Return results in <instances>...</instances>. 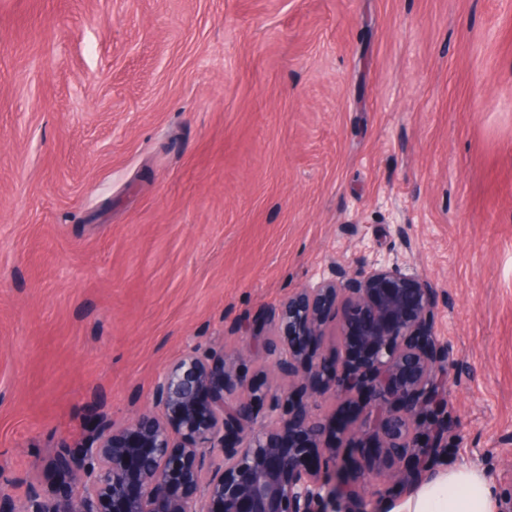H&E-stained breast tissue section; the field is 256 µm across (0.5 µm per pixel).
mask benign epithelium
I'll return each mask as SVG.
<instances>
[{
	"mask_svg": "<svg viewBox=\"0 0 512 512\" xmlns=\"http://www.w3.org/2000/svg\"><path fill=\"white\" fill-rule=\"evenodd\" d=\"M342 312L333 359L325 325ZM437 294L398 263L360 276L339 262L279 311L284 336L269 340L265 382H249L236 359L196 351L168 365L153 406L100 431L80 456L53 463L78 491L31 488L13 512H361L377 486L431 476L448 448V379L455 362L433 331ZM355 405L353 434L374 449L358 476L336 446L327 400ZM222 449L219 459L211 450Z\"/></svg>",
	"mask_w": 512,
	"mask_h": 512,
	"instance_id": "benign-epithelium-1",
	"label": "benign epithelium"
}]
</instances>
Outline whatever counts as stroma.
<instances>
[{"instance_id":"obj_1","label":"stroma","mask_w":512,"mask_h":512,"mask_svg":"<svg viewBox=\"0 0 512 512\" xmlns=\"http://www.w3.org/2000/svg\"><path fill=\"white\" fill-rule=\"evenodd\" d=\"M399 261L457 363L449 465L512 505V0H0V483L184 353Z\"/></svg>"}]
</instances>
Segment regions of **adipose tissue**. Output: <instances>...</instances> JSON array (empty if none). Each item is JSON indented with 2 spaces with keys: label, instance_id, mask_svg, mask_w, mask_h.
<instances>
[{
  "label": "adipose tissue",
  "instance_id": "ef3b65f1",
  "mask_svg": "<svg viewBox=\"0 0 512 512\" xmlns=\"http://www.w3.org/2000/svg\"><path fill=\"white\" fill-rule=\"evenodd\" d=\"M387 512H498V501L483 471L459 467L428 478L409 495L386 503Z\"/></svg>",
  "mask_w": 512,
  "mask_h": 512
}]
</instances>
